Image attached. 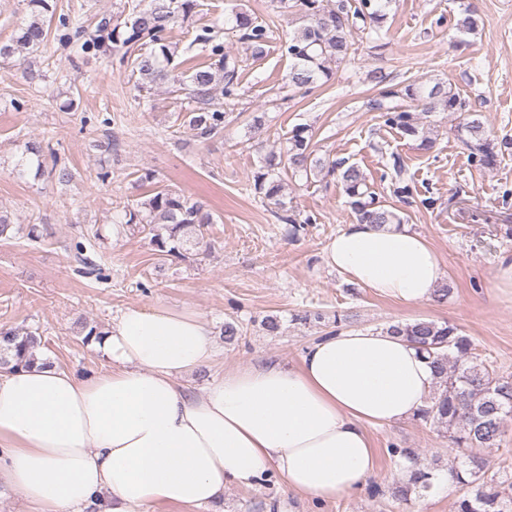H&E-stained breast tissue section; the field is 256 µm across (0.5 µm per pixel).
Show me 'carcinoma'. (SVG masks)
Listing matches in <instances>:
<instances>
[{
    "mask_svg": "<svg viewBox=\"0 0 512 512\" xmlns=\"http://www.w3.org/2000/svg\"><path fill=\"white\" fill-rule=\"evenodd\" d=\"M27 7L29 16L17 25L13 37L0 42L1 64L17 55L36 56L46 50L53 23L56 39L62 45L83 54L116 57L121 66L130 63L143 88L170 79L178 82L189 104L183 127L198 140L221 134L229 124L239 97L240 60L224 49L217 26H203L194 37V42L208 50L210 63L192 69L184 77L173 75L174 52L168 34L176 23L199 12V0H129L125 20L105 16L91 32L69 15H56L55 0H27ZM277 9L282 15L298 13L303 19V25L282 48L291 61L286 75L288 86L307 92L328 82L334 70L348 61L355 31L374 30L385 17L380 0H277ZM234 21L252 58H261L273 31L243 11L234 13ZM369 108L380 112L384 125L427 148L433 144L431 114L438 109L459 113L457 131L467 134L463 143L470 151L471 162L479 168H495L504 150L512 147L511 141L492 138L485 131L481 115L445 82L386 86L370 100ZM313 138L311 126H294L285 150L268 152L253 173L255 192L282 211L278 219L287 225L289 238H298L316 219L311 215L298 219L283 200L282 172L287 169L316 176L338 175L348 205L361 223L379 228L403 223L398 210L384 204L370 190L358 166L344 160L327 163L316 157ZM25 148L30 157L17 164V174L24 175L33 163L36 174H44L43 143L30 140ZM393 170L394 193L413 196L416 187L405 178V169L396 162ZM120 223L146 233L153 250L164 258L184 260L210 249L203 229L213 223L212 214L202 202L167 187L126 209ZM388 331L417 344L434 368L428 405L416 419L445 431L452 448L500 447L507 421L512 418V375L488 369L474 352L472 339L447 322L416 319L391 324ZM41 347L42 338L34 331L0 330V365L12 371L29 368L36 363V352ZM485 469V461L471 454L460 466L448 469V477L461 487L454 512H512V497H505L501 483L488 478ZM432 479V470L417 469L408 481L392 489V497L406 503L411 495L430 491Z\"/></svg>",
    "mask_w": 512,
    "mask_h": 512,
    "instance_id": "carcinoma-1",
    "label": "carcinoma"
}]
</instances>
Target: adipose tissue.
<instances>
[{
	"label": "adipose tissue",
	"instance_id": "adipose-tissue-1",
	"mask_svg": "<svg viewBox=\"0 0 512 512\" xmlns=\"http://www.w3.org/2000/svg\"><path fill=\"white\" fill-rule=\"evenodd\" d=\"M323 254L408 305L432 300L444 276L438 252L404 226L346 225ZM93 347L107 366L90 375L46 361L0 372V485L35 512H194L270 472L315 499L344 497L374 469L368 426L415 417L433 383L405 337L343 329L298 367L256 364L195 392L185 378L211 362L212 332L195 311L163 305L125 309Z\"/></svg>",
	"mask_w": 512,
	"mask_h": 512
}]
</instances>
